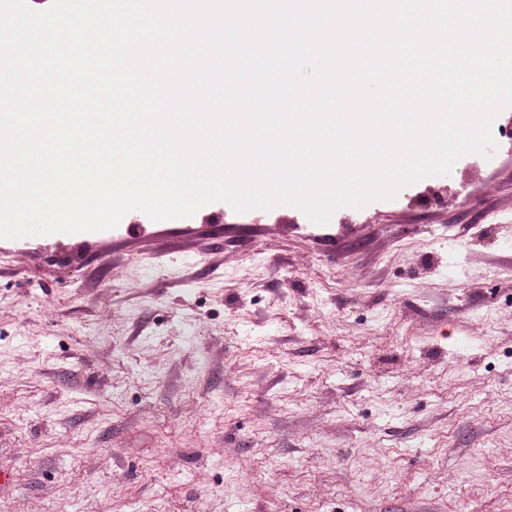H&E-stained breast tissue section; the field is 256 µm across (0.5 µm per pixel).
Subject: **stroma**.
Returning <instances> with one entry per match:
<instances>
[{
  "instance_id": "35a3bbf8",
  "label": "stroma",
  "mask_w": 512,
  "mask_h": 512,
  "mask_svg": "<svg viewBox=\"0 0 512 512\" xmlns=\"http://www.w3.org/2000/svg\"><path fill=\"white\" fill-rule=\"evenodd\" d=\"M0 512H512V140L311 225L0 239Z\"/></svg>"
}]
</instances>
